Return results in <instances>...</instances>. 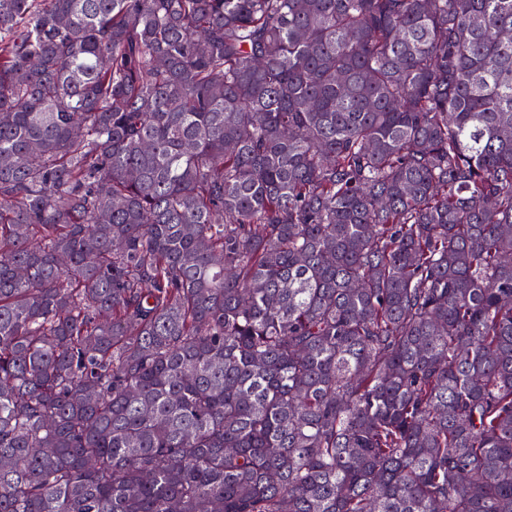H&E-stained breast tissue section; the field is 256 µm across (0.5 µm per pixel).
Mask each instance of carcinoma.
Listing matches in <instances>:
<instances>
[{"label":"carcinoma","instance_id":"1","mask_svg":"<svg viewBox=\"0 0 512 512\" xmlns=\"http://www.w3.org/2000/svg\"><path fill=\"white\" fill-rule=\"evenodd\" d=\"M0 512H512V0H0Z\"/></svg>","mask_w":512,"mask_h":512}]
</instances>
